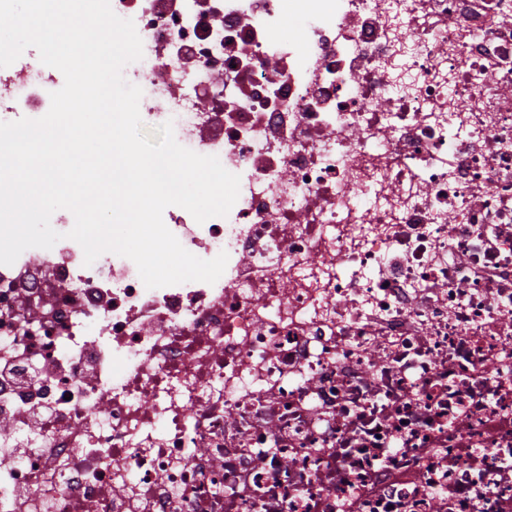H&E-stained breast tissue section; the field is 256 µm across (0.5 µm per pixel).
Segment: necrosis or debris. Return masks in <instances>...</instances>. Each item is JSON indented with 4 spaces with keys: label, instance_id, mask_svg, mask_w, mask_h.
Returning a JSON list of instances; mask_svg holds the SVG:
<instances>
[{
    "label": "necrosis or debris",
    "instance_id": "1",
    "mask_svg": "<svg viewBox=\"0 0 512 512\" xmlns=\"http://www.w3.org/2000/svg\"><path fill=\"white\" fill-rule=\"evenodd\" d=\"M110 3L145 129L240 177L163 213L228 262L150 289L60 209L0 265V512H512V0Z\"/></svg>",
    "mask_w": 512,
    "mask_h": 512
}]
</instances>
